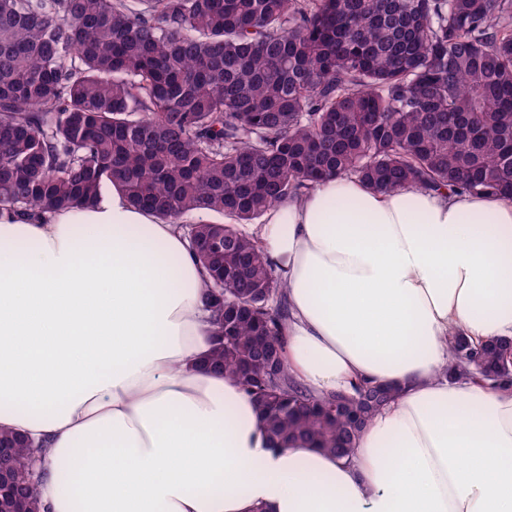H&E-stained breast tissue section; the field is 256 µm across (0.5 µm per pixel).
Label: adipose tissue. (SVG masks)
Listing matches in <instances>:
<instances>
[{
  "instance_id": "adipose-tissue-1",
  "label": "adipose tissue",
  "mask_w": 512,
  "mask_h": 512,
  "mask_svg": "<svg viewBox=\"0 0 512 512\" xmlns=\"http://www.w3.org/2000/svg\"><path fill=\"white\" fill-rule=\"evenodd\" d=\"M286 285L290 375L396 386L351 460L279 445L202 369L205 278L120 192L0 206V429L42 445L50 512H512V390L449 376L448 336L512 338V197L331 179L246 224Z\"/></svg>"
}]
</instances>
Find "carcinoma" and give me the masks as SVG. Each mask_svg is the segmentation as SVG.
Returning a JSON list of instances; mask_svg holds the SVG:
<instances>
[{
    "label": "carcinoma",
    "instance_id": "carcinoma-1",
    "mask_svg": "<svg viewBox=\"0 0 512 512\" xmlns=\"http://www.w3.org/2000/svg\"><path fill=\"white\" fill-rule=\"evenodd\" d=\"M512 195V0H0V204L117 186L207 273L206 360L273 439L351 455L397 396L288 373L286 286L238 225L342 176ZM194 211L229 223L183 224ZM451 374L512 381V338L450 337ZM0 512H42L39 455L0 431Z\"/></svg>",
    "mask_w": 512,
    "mask_h": 512
}]
</instances>
